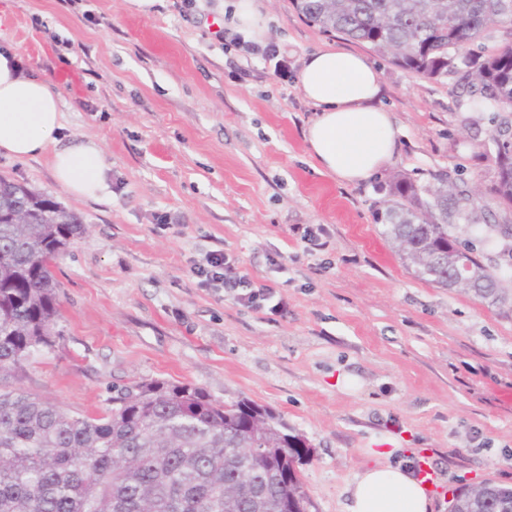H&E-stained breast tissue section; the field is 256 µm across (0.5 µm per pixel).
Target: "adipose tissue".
<instances>
[{"label":"adipose tissue","mask_w":512,"mask_h":512,"mask_svg":"<svg viewBox=\"0 0 512 512\" xmlns=\"http://www.w3.org/2000/svg\"><path fill=\"white\" fill-rule=\"evenodd\" d=\"M315 116L304 137L319 173L356 184L377 174L398 142L390 112L380 104L374 66L362 55L327 47L310 54L298 75ZM63 128L60 97L45 80L26 75L12 49L0 50V153L14 158L51 154L58 183L78 197L101 198L106 167L94 141L59 147ZM363 468L348 488L350 512H433L425 485L391 450Z\"/></svg>","instance_id":"adipose-tissue-1"}]
</instances>
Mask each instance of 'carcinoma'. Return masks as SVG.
I'll list each match as a JSON object with an SVG mask.
<instances>
[{"mask_svg": "<svg viewBox=\"0 0 512 512\" xmlns=\"http://www.w3.org/2000/svg\"><path fill=\"white\" fill-rule=\"evenodd\" d=\"M311 23L366 43L398 67L439 81L450 75L479 90L471 110H495L494 193L512 206V0H295ZM495 28L506 38L487 53L470 46ZM470 197L446 174L432 186L392 177L376 219L417 276L450 287ZM30 223L10 224L13 203ZM85 232L79 217L53 196L0 176V376L33 353L52 347L59 318L53 267ZM512 268V224H485ZM474 285L492 304L506 302L505 274L485 264L473 245L463 253ZM299 436L281 415L242 398L220 403L202 388L168 381H135L114 389L99 417L76 416L19 389L0 387V512H254L263 490L265 512L312 502L296 469ZM455 512H512V487L478 502L460 490Z\"/></svg>", "mask_w": 512, "mask_h": 512, "instance_id": "obj_1", "label": "carcinoma"}]
</instances>
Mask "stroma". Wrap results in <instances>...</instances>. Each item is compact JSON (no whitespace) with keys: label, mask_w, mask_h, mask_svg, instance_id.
Wrapping results in <instances>:
<instances>
[{"label":"stroma","mask_w":512,"mask_h":512,"mask_svg":"<svg viewBox=\"0 0 512 512\" xmlns=\"http://www.w3.org/2000/svg\"><path fill=\"white\" fill-rule=\"evenodd\" d=\"M232 0H0V47L61 98L60 146L100 147L109 196L69 195L49 155L0 154V175L81 217L54 274L60 317L51 349L0 386L75 415L112 389L161 379L248 398L280 414L312 450L297 466L311 512H348L349 484L386 442L401 461L428 455L448 494L486 480L512 487V311L417 277L375 218L379 181L449 173L499 204L490 114L467 126V92L428 80L369 45L309 23L294 0H260L264 43L288 63L234 45ZM329 46L378 69L400 149L378 178L345 185L315 170L304 139L315 115L297 83ZM173 226L162 230L160 216ZM321 229L320 248L297 226ZM271 286L284 313L200 286L191 266L213 251Z\"/></svg>","instance_id":"stroma-1"}]
</instances>
